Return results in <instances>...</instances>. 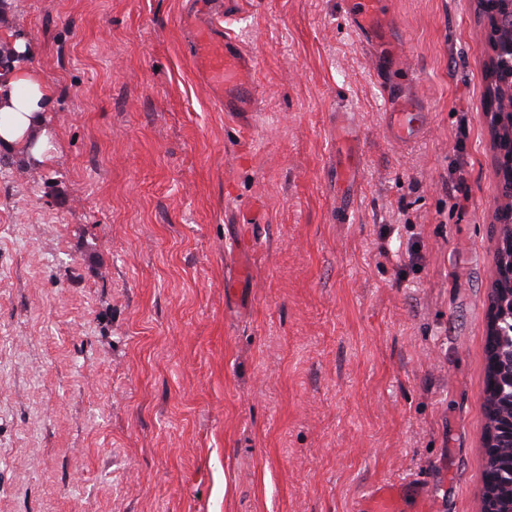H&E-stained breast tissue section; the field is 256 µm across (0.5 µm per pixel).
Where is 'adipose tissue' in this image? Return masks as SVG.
Listing matches in <instances>:
<instances>
[{"instance_id": "1", "label": "adipose tissue", "mask_w": 512, "mask_h": 512, "mask_svg": "<svg viewBox=\"0 0 512 512\" xmlns=\"http://www.w3.org/2000/svg\"><path fill=\"white\" fill-rule=\"evenodd\" d=\"M13 48L16 58L0 77V148L40 159L49 156L52 149L41 126L53 94L32 63L34 51L28 42L16 37Z\"/></svg>"}]
</instances>
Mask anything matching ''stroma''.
<instances>
[{
  "instance_id": "obj_1",
  "label": "stroma",
  "mask_w": 512,
  "mask_h": 512,
  "mask_svg": "<svg viewBox=\"0 0 512 512\" xmlns=\"http://www.w3.org/2000/svg\"><path fill=\"white\" fill-rule=\"evenodd\" d=\"M194 7L0 0L54 145L0 152V512H482L478 0H387V68L346 0H251L253 112L191 60ZM401 89L402 86L389 82L387 86L386 102L390 107V111L394 113V117L396 118V136L402 139V142H410L417 131L418 117L421 112L416 107L409 111L405 110V92Z\"/></svg>"
}]
</instances>
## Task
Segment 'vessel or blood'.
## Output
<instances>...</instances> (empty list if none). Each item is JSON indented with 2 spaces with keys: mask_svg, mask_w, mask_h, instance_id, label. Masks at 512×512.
<instances>
[{
  "mask_svg": "<svg viewBox=\"0 0 512 512\" xmlns=\"http://www.w3.org/2000/svg\"><path fill=\"white\" fill-rule=\"evenodd\" d=\"M241 5L242 0H225L220 14L204 5L199 15L190 19L195 28L193 60L204 69L212 88L223 96L224 109L228 112L251 110L258 97L256 84L244 78L248 59L222 25L224 16L235 14ZM383 13V0H347V21L361 42L372 41V23ZM404 98L400 85L388 84L386 102L396 118L395 134L408 142L418 128V116L406 111Z\"/></svg>",
  "mask_w": 512,
  "mask_h": 512,
  "instance_id": "obj_1",
  "label": "vessel or blood"
}]
</instances>
